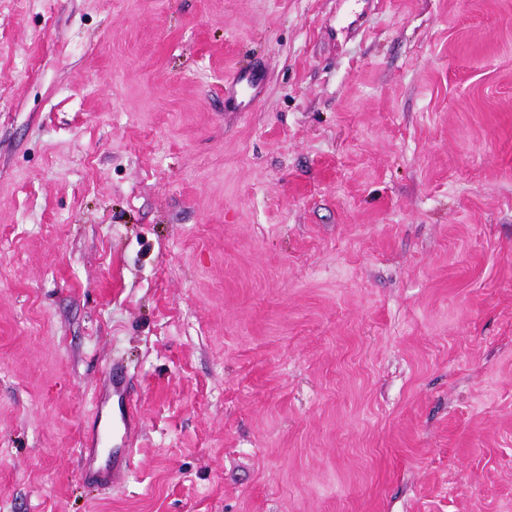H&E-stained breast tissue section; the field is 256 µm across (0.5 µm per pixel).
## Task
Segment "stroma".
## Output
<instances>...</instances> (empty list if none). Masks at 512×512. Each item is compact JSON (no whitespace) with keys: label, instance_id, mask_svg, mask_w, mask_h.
I'll use <instances>...</instances> for the list:
<instances>
[{"label":"stroma","instance_id":"stroma-1","mask_svg":"<svg viewBox=\"0 0 512 512\" xmlns=\"http://www.w3.org/2000/svg\"><path fill=\"white\" fill-rule=\"evenodd\" d=\"M0 512H512V0H0ZM263 83L264 77L257 71L240 68L226 78L224 94L227 95L228 101H234L238 94L247 92L250 100H256L258 99ZM113 397L124 400L127 404V411L123 417V433L120 435V443H112L109 448H104V434L114 433V426L111 429H102L99 425L84 438L80 456L82 463V476L85 480L96 484H115L120 476L131 469L133 464V448L135 432L133 424L139 416V409L129 396L125 378L118 372H110L103 379L99 396L96 400V407L103 408ZM107 453L105 463H100L101 454Z\"/></svg>","mask_w":512,"mask_h":512}]
</instances>
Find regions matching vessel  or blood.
Instances as JSON below:
<instances>
[{
  "label": "vessel or blood",
  "mask_w": 512,
  "mask_h": 512,
  "mask_svg": "<svg viewBox=\"0 0 512 512\" xmlns=\"http://www.w3.org/2000/svg\"><path fill=\"white\" fill-rule=\"evenodd\" d=\"M263 83L264 78L260 73L241 68L226 78L224 92L231 101L243 92L255 99L258 98ZM115 398L127 403L119 442L109 447L105 446L102 432L96 429L85 437L80 450L82 475L85 480L96 484L116 483L133 464L135 439L133 424L139 416V409L137 404L129 400L125 378L120 373L112 372L101 384L96 405L100 408L105 407Z\"/></svg>",
  "instance_id": "obj_1"
}]
</instances>
